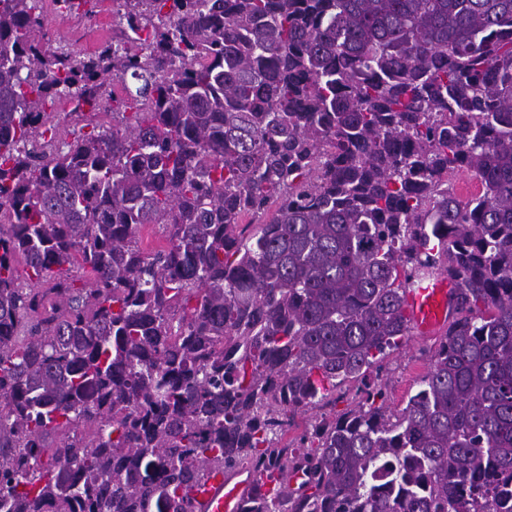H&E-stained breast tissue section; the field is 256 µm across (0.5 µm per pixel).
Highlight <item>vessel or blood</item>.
Wrapping results in <instances>:
<instances>
[{"label":"vessel or blood","mask_w":512,"mask_h":512,"mask_svg":"<svg viewBox=\"0 0 512 512\" xmlns=\"http://www.w3.org/2000/svg\"><path fill=\"white\" fill-rule=\"evenodd\" d=\"M454 282L445 275H433L405 296L404 313L415 339L425 340L446 333L454 316L452 294ZM248 470H240L232 477H217L196 494L201 512H240L243 493L253 484Z\"/></svg>","instance_id":"vessel-or-blood-1"}]
</instances>
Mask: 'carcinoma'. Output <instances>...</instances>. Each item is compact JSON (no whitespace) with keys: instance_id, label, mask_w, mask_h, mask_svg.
Returning <instances> with one entry per match:
<instances>
[{"instance_id":"carcinoma-1","label":"carcinoma","mask_w":512,"mask_h":512,"mask_svg":"<svg viewBox=\"0 0 512 512\" xmlns=\"http://www.w3.org/2000/svg\"><path fill=\"white\" fill-rule=\"evenodd\" d=\"M114 2L84 55L0 0V512H195L240 469L242 512H512V0ZM435 273L457 314L393 410Z\"/></svg>"}]
</instances>
